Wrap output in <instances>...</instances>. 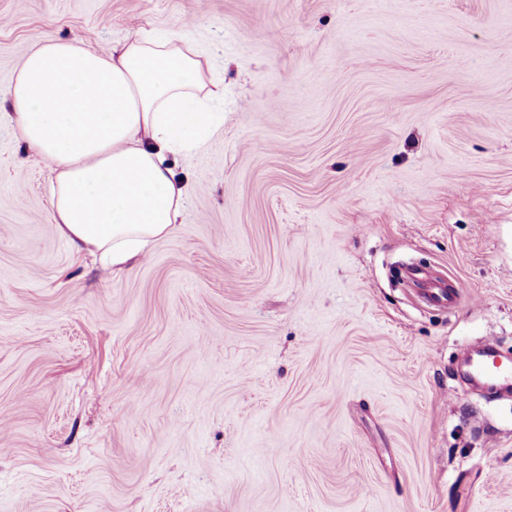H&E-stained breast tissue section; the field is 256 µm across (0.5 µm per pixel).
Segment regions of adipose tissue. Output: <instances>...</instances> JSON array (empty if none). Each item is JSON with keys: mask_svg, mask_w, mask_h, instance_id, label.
Here are the masks:
<instances>
[{"mask_svg": "<svg viewBox=\"0 0 512 512\" xmlns=\"http://www.w3.org/2000/svg\"><path fill=\"white\" fill-rule=\"evenodd\" d=\"M202 73L178 37L134 36L107 55L44 39L25 56L9 89L17 136L52 169L53 220L75 250L119 268L172 231L191 187L168 158L214 128Z\"/></svg>", "mask_w": 512, "mask_h": 512, "instance_id": "ef3b65f1", "label": "adipose tissue"}]
</instances>
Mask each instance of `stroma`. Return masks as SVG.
I'll return each mask as SVG.
<instances>
[{"mask_svg":"<svg viewBox=\"0 0 512 512\" xmlns=\"http://www.w3.org/2000/svg\"><path fill=\"white\" fill-rule=\"evenodd\" d=\"M137 32L223 119L116 273L5 114L38 40ZM484 336L512 358V0H0V512H512V398L455 381Z\"/></svg>","mask_w":512,"mask_h":512,"instance_id":"1","label":"stroma"}]
</instances>
